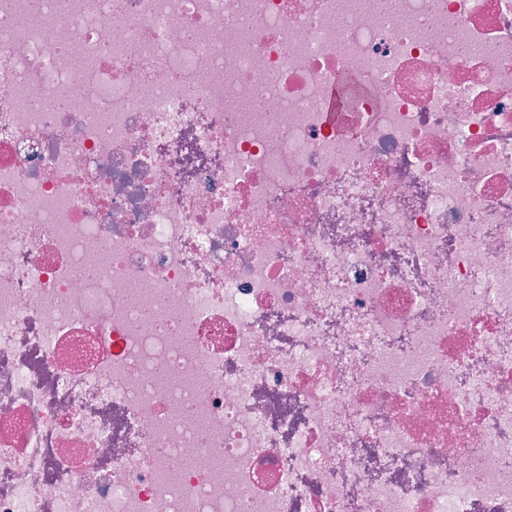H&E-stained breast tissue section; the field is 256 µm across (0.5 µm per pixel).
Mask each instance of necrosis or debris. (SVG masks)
<instances>
[{
  "instance_id": "1",
  "label": "necrosis or debris",
  "mask_w": 512,
  "mask_h": 512,
  "mask_svg": "<svg viewBox=\"0 0 512 512\" xmlns=\"http://www.w3.org/2000/svg\"><path fill=\"white\" fill-rule=\"evenodd\" d=\"M0 512H512V0H0Z\"/></svg>"
}]
</instances>
